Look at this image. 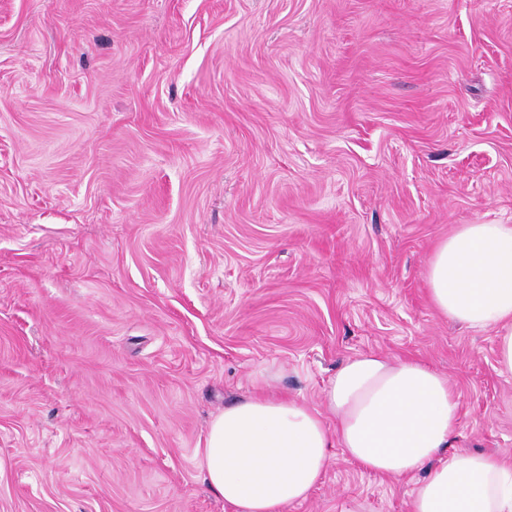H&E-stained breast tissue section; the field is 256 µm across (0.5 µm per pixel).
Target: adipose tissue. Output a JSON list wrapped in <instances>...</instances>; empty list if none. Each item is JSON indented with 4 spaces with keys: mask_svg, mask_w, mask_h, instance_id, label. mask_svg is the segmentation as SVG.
<instances>
[{
    "mask_svg": "<svg viewBox=\"0 0 512 512\" xmlns=\"http://www.w3.org/2000/svg\"><path fill=\"white\" fill-rule=\"evenodd\" d=\"M426 279L443 315L494 329L498 372L512 376V225H459L433 251ZM323 400L317 410L260 387L211 419L196 461L229 512L305 501L334 447L369 472L426 471L411 512H512V465L446 451L459 418L446 375L418 360L359 354L329 378Z\"/></svg>",
    "mask_w": 512,
    "mask_h": 512,
    "instance_id": "ef3b65f1",
    "label": "adipose tissue"
}]
</instances>
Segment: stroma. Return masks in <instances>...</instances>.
Listing matches in <instances>:
<instances>
[{"label":"stroma","instance_id":"stroma-1","mask_svg":"<svg viewBox=\"0 0 512 512\" xmlns=\"http://www.w3.org/2000/svg\"><path fill=\"white\" fill-rule=\"evenodd\" d=\"M462 224H512V0H0V512H226L210 419L368 352L512 464L495 331L428 296ZM414 484L335 448L287 512Z\"/></svg>","mask_w":512,"mask_h":512}]
</instances>
